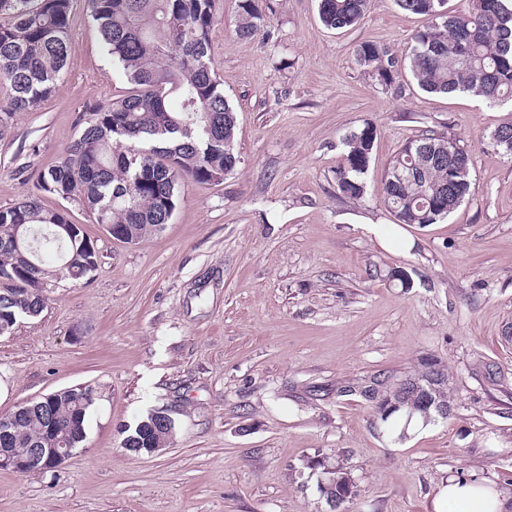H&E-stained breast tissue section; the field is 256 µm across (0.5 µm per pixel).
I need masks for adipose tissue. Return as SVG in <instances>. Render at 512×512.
I'll use <instances>...</instances> for the list:
<instances>
[{
  "label": "adipose tissue",
  "mask_w": 512,
  "mask_h": 512,
  "mask_svg": "<svg viewBox=\"0 0 512 512\" xmlns=\"http://www.w3.org/2000/svg\"><path fill=\"white\" fill-rule=\"evenodd\" d=\"M512 507L498 490L449 476L434 501L433 512H507Z\"/></svg>",
  "instance_id": "ef3b65f1"
}]
</instances>
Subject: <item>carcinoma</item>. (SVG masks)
<instances>
[{
  "label": "carcinoma",
  "instance_id": "carcinoma-1",
  "mask_svg": "<svg viewBox=\"0 0 512 512\" xmlns=\"http://www.w3.org/2000/svg\"><path fill=\"white\" fill-rule=\"evenodd\" d=\"M217 0H87L89 17L131 94L94 105L65 155L38 180V191L86 205L94 222L122 241L137 244L162 232L177 207L180 186H206L232 173L236 113L215 72L210 33L219 21ZM405 14L426 20L408 52L409 70L431 94L469 93L490 104L512 99V6L508 0H468L448 11L447 0H395ZM367 0H319L322 24L333 30L360 22ZM71 0H0V137L3 117L36 109L56 89L67 65ZM265 20L264 0H238L234 29L248 39ZM355 62L382 87L394 83L397 57L365 41ZM376 128L366 124L342 140L336 189L348 199L366 189ZM512 152V124L492 134ZM468 151L443 134H425L403 144L382 178L384 205L399 224H435L470 195ZM67 211L46 210L38 197L0 210V336L17 321L39 315L53 283L84 284L97 253L84 228L67 232ZM373 377L346 392L377 401L381 422L402 417L424 425L434 407L400 398ZM94 396L68 388L29 401L4 416L0 432L11 448L81 447ZM176 427L154 425L153 415L124 428L121 447L164 448Z\"/></svg>",
  "mask_w": 512,
  "mask_h": 512
}]
</instances>
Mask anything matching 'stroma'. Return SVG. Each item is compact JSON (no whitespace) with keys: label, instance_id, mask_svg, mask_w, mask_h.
<instances>
[{"label":"stroma","instance_id":"1","mask_svg":"<svg viewBox=\"0 0 512 512\" xmlns=\"http://www.w3.org/2000/svg\"><path fill=\"white\" fill-rule=\"evenodd\" d=\"M219 11L211 44L239 163L221 182L182 184L158 235L116 240L80 203L36 189L83 113L129 89L85 0H72L55 92L0 139V209L39 195L83 226L98 260L0 336V415L75 386L97 402L63 465L0 469V512H332L323 457L355 481L342 512H431L451 475L512 494V155L491 142L512 103L421 91L405 51L425 20L394 0H369L348 30L326 28L317 0H265L247 40L234 34L237 0ZM365 41L397 55L392 87L356 65ZM368 122L376 146L353 201L334 170L343 136ZM426 130L467 148L471 193L447 220L399 224L378 186ZM430 358L448 372L452 410L403 441L344 392ZM158 410L176 421L167 447L125 451L121 425Z\"/></svg>","mask_w":512,"mask_h":512}]
</instances>
